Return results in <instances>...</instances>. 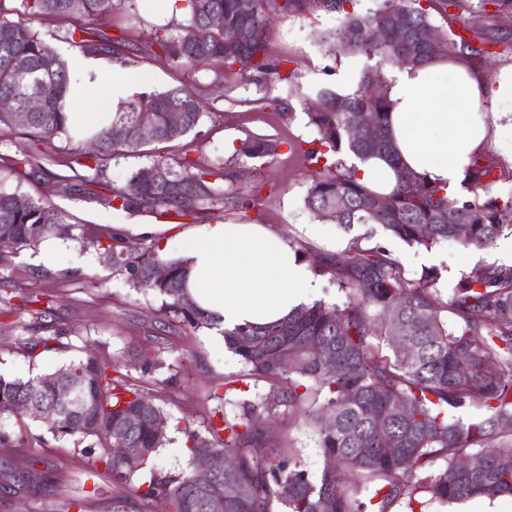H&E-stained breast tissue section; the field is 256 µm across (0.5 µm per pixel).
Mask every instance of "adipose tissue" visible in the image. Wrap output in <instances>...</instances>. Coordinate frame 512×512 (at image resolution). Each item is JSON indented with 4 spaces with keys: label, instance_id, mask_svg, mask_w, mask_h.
<instances>
[{
    "label": "adipose tissue",
    "instance_id": "obj_1",
    "mask_svg": "<svg viewBox=\"0 0 512 512\" xmlns=\"http://www.w3.org/2000/svg\"><path fill=\"white\" fill-rule=\"evenodd\" d=\"M387 78L390 130L406 167L455 189L471 157L490 144L512 167V112L504 108L512 102V65L489 83L462 58L438 56ZM141 89L135 76L110 85L105 109L75 113L77 136L109 127L118 106ZM176 240L188 261L186 295L220 325L214 342H222V330L272 324L321 299L296 246L264 225L200 224Z\"/></svg>",
    "mask_w": 512,
    "mask_h": 512
}]
</instances>
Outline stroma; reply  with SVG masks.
<instances>
[{
    "label": "stroma",
    "mask_w": 512,
    "mask_h": 512,
    "mask_svg": "<svg viewBox=\"0 0 512 512\" xmlns=\"http://www.w3.org/2000/svg\"><path fill=\"white\" fill-rule=\"evenodd\" d=\"M184 20L183 10L174 6H161L159 0H134L119 5L111 20L83 22L90 31L127 39L124 64L89 87L92 109L105 107L110 82L133 72L144 75L147 89L161 92L183 85L200 89L205 97L207 114L199 127L178 141L156 145L153 154L157 157H200L220 166L230 160L238 139L249 133L285 142L310 139L307 105L316 102L320 90L343 91L346 78L355 77L363 64L362 58L336 47L333 35L341 25L339 15L320 10L282 14L270 21L265 40L273 59L292 61L296 78L289 84H272L267 101L257 107L233 104L211 69L175 67L160 56L153 42L155 34L174 31ZM470 22L474 35L496 53L493 66L478 69L486 81H494L497 67L512 64V16L479 12ZM145 162V156L138 153L118 154L104 161L100 170H90L74 164L73 145L66 138L43 145L21 127L0 126V187L52 204L71 227L51 264L38 262L36 251L28 249L13 255L6 273V288L13 295H53L54 325L63 331V345L29 358L19 340L30 333L41 334L46 320L30 309L18 316L0 313V373L26 379L54 371L80 356L82 349H91L119 367L130 383L157 397L169 413L171 442L160 451L156 463L174 474L187 463L184 427L204 431L218 405L215 391L226 386L241 390L251 380L237 357L211 345L208 330L173 327L159 331L161 297L131 288L86 239L92 229L108 232L116 224H152L155 234L131 232L128 240L163 252L165 257H177L179 248L166 229L167 217L116 210L109 203L113 189L125 185ZM313 169L303 154L279 149L275 157L242 166L237 184L250 200L248 209L228 213L205 208L178 218V227L262 224L293 242L306 261L319 253L344 249L364 228L357 225L344 232L319 221L306 208L304 198ZM511 243L512 236L505 234L489 248L448 242L428 250L407 246L382 231L367 241L368 246L383 247L397 258L407 277L417 278L423 270L435 269L438 287L446 296L475 266L507 265L503 249ZM74 253L80 256V264L72 263ZM145 352L157 355L160 367L145 369L141 359ZM0 429L24 440L21 447L0 448V467H24L37 461L52 468L54 478L48 490L37 495L23 490L0 492V512H67V504L75 499L84 501L83 512H110L118 489L110 475L92 476V457L83 448L55 440L44 423L26 416L0 415ZM274 437L311 479L319 478L326 460L311 430L281 421Z\"/></svg>",
    "instance_id": "obj_1"
}]
</instances>
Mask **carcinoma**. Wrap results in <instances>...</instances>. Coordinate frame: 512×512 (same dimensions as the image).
I'll return each instance as SVG.
<instances>
[{"mask_svg": "<svg viewBox=\"0 0 512 512\" xmlns=\"http://www.w3.org/2000/svg\"><path fill=\"white\" fill-rule=\"evenodd\" d=\"M122 0H0V98L12 110L0 112V126L16 124L14 114L28 101H42L23 128L45 144L70 136L74 124L64 99L69 66L48 41L39 37L19 15L107 19ZM187 23L176 32L155 38L163 56L177 67L221 66L225 97L238 104H258L263 98L241 97L240 88L263 91L268 81H291L268 57L265 28L273 15L312 9L336 12L352 42L344 51L362 56L356 89L347 94L323 90L321 108L307 113L314 137L305 142L304 157L314 165L304 199L316 218L348 231L356 224H377L410 247L430 249L457 239L456 225L470 227L468 244L487 247L512 230V197L491 195L495 166L483 154L474 155L466 171L467 195L452 197L448 187L398 165L387 127V74L394 66L416 67L434 57L425 34L443 42L441 54L485 61L491 51L483 41L434 24L431 12L454 7L466 23L474 8L490 5L499 15H512V0H381L372 11L347 9L354 0H252L249 13L240 0H184ZM211 14L224 16V28L207 27ZM67 38L84 54L117 57L123 38H90L88 29L74 26ZM377 92H372L371 84ZM142 111L152 113L149 132L132 137L130 130ZM179 111L173 126L169 113ZM373 118L355 140L347 126L363 113ZM206 115L200 93L186 87L140 92L112 114L110 127L76 147L77 157L100 165L121 150L141 153L156 143L172 142L194 131ZM282 142L248 134L224 167L184 157L154 159L136 169L124 186L113 190V208L159 209L186 217L201 203L224 211L248 207L236 188L234 167L240 160L277 154ZM380 157L395 168L397 185L376 205L379 194L358 178L354 160ZM224 180L219 186L215 178ZM57 209L15 190L0 188V241L12 251L34 249L47 237L67 234ZM103 259L127 275L128 284L163 298L166 326L212 329L213 316L185 306V261L163 259L151 248H137L114 235L88 233ZM108 244H102L103 240ZM162 264L166 278L151 276ZM319 267L346 292L342 304L318 302L288 319L264 327L223 331L224 346L247 369V375L269 383L268 389L233 403V416L221 414L201 435L185 427L188 470L164 473L153 459L169 443L168 414L144 391L124 379L119 368L88 354L50 373L27 380L0 374V414L29 413L47 421L57 440L90 439L112 482L125 494L112 497V512H273L274 503L287 512H391L404 503L462 502L474 497L512 495V468L500 466L512 457V267H474L444 297L438 275L425 270L415 280L400 261L380 246L363 247L352 239L342 250L324 253ZM449 312L456 323L448 324ZM406 324L402 336L392 333V321ZM62 331L22 338L33 358L38 350L55 349ZM414 348L402 351L399 342ZM336 364V371L329 370ZM475 407L480 413L466 421L459 412ZM331 417L325 423V417ZM288 419L313 429L318 448L332 461L319 479L292 457L271 448L267 421ZM136 448L134 456H115L112 449ZM222 451L232 465L205 487L193 481L196 467ZM478 456L482 466L463 460ZM52 483L50 471L0 470V488L9 493H37Z\"/></svg>", "mask_w": 512, "mask_h": 512, "instance_id": "1", "label": "carcinoma"}]
</instances>
